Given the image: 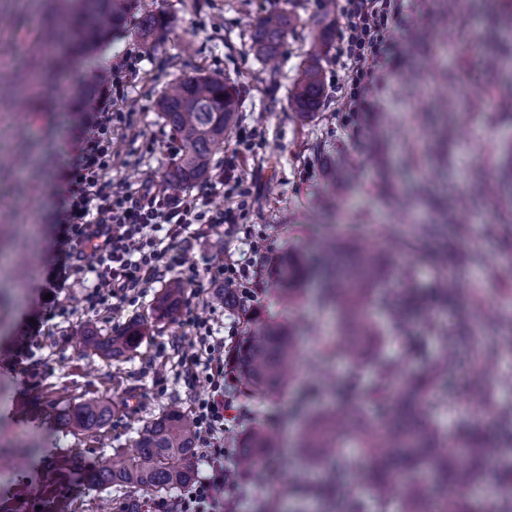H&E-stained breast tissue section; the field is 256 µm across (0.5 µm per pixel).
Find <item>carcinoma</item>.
<instances>
[{
  "label": "carcinoma",
  "mask_w": 512,
  "mask_h": 512,
  "mask_svg": "<svg viewBox=\"0 0 512 512\" xmlns=\"http://www.w3.org/2000/svg\"><path fill=\"white\" fill-rule=\"evenodd\" d=\"M95 2L91 11L83 10L78 2L57 16L51 40H67L61 64L103 45L126 0ZM291 23L285 11L266 15L252 36L256 54L279 56ZM163 27L162 17L149 15L142 21L141 35L147 40ZM325 44L322 32L307 54V64L289 98L295 112L308 114L320 106L324 88L317 58ZM239 99L237 86L210 74L179 80L163 94L161 115L182 144L180 156L164 173L167 183L184 187L212 178L213 155L224 148V133L234 123ZM318 267L324 281L317 303L336 309V338L330 348L355 367L369 368L374 381L362 384L356 371L345 377L326 374L332 405L311 414L304 399L292 404L288 420L298 426V448L307 461L306 468L318 471L323 464L338 472L350 468L351 459L341 453V448L350 444L370 459L367 481L376 498L385 504L399 496L401 512H512V492L497 493L505 458L490 455L485 448V421L497 417L492 405L481 396L471 398L474 415L450 432L432 425L420 410L435 379L448 371V351L457 345L454 329L440 334L439 354H429L409 333L417 299L400 288L374 292L390 273L378 252L360 240L341 246L334 237L326 239ZM311 271L312 266L299 257H290L278 267L285 307L281 316L251 314L236 290L224 288L218 293L224 307L240 311L245 323L244 330L224 344V376L229 378L231 390L267 398L281 395L293 383L299 343L292 308L297 303L296 285ZM184 294L180 281H169L155 300L154 314L160 319L172 316ZM374 303L389 316L406 352L425 361L423 372L404 376L395 359L382 352L384 337L370 316ZM145 331V323L139 319L116 334L89 329L81 334L80 346L89 356L112 358L134 351ZM110 417L108 404L91 397L66 411L61 423L90 432L102 428ZM276 447L275 434L256 426L231 452L238 465L254 471L269 449ZM196 451L189 414L167 410L128 455L111 459L105 468L91 473L88 481L95 487L129 486L162 494L193 479ZM293 480L304 486L301 497L315 495L326 500V512H363L356 486L311 482L303 471L295 473Z\"/></svg>",
  "instance_id": "cac0c4a2"
}]
</instances>
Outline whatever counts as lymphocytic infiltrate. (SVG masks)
Instances as JSON below:
<instances>
[{"mask_svg": "<svg viewBox=\"0 0 512 512\" xmlns=\"http://www.w3.org/2000/svg\"><path fill=\"white\" fill-rule=\"evenodd\" d=\"M403 9V0H345V32L338 51L349 61L346 111H371L373 89L382 71L394 66V50L401 40L389 20ZM111 94V84L102 85L79 157L65 176L56 238L59 256L38 272L44 293L38 301L42 317L22 330L17 357H30L43 320L65 315L61 294L66 286H83L84 306L92 313L135 298L169 276L194 286L201 273L187 266L178 242L238 220L236 209L212 211L204 198L182 196L151 184L136 192L114 189L109 177ZM192 323L193 352L181 359L180 374L188 385L205 378L210 393L192 411L200 467L171 508L173 512H223L224 413L229 406L224 398V339L210 318L197 316Z\"/></svg>", "mask_w": 512, "mask_h": 512, "instance_id": "f902f5d3", "label": "lymphocytic infiltrate"}]
</instances>
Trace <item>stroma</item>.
I'll list each match as a JSON object with an SVG mask.
<instances>
[{
	"label": "stroma",
	"mask_w": 512,
	"mask_h": 512,
	"mask_svg": "<svg viewBox=\"0 0 512 512\" xmlns=\"http://www.w3.org/2000/svg\"><path fill=\"white\" fill-rule=\"evenodd\" d=\"M52 0H0V70L16 79L0 85V512H101L105 500L124 499L116 486L91 489L87 476L127 452L151 421L169 408L192 410L208 386L185 387L177 377L172 343L193 332L201 315L239 329V315L212 299L213 282L200 279L186 289L173 318L156 320L151 308L158 286L115 311L87 315L83 288L63 296L71 317L49 321L40 336L30 371L15 366L20 326L37 309L39 266L55 259L64 175L78 154L89 115L79 90L91 70L112 71V171L115 187L137 191L162 182L181 152L179 140L160 115L168 87L199 73L237 84L241 100L236 122L213 157L215 172L244 176L245 195L238 226L215 228L184 243L199 268L251 261L245 284L250 308L280 310L269 284L270 260L291 250L308 251L330 234L377 239L388 225L414 234L417 225L439 224L430 240L436 250L466 254L454 275L466 283L454 304L431 296L442 269L417 264L406 242L392 246L397 269H411L412 288L424 297L413 326L429 351L441 345L434 325H452L467 310H481L499 324L498 350L490 374L471 368L473 351L463 328L457 346L461 364L440 388L442 405L426 403L427 417L441 430L455 427L467 400L489 395L499 415L489 442L512 448V277L499 264L512 261V183L501 178L512 152V68L486 74L485 58L512 54V0H407L391 20L407 40L403 63L386 71L373 111L345 110L348 63L336 48L344 30L343 0L332 9L319 0H135L100 51L74 58L56 73L52 45L37 44ZM293 18L282 54L268 63L251 48V34L268 13ZM165 17L166 27L151 42L138 35L143 13ZM328 29L330 43L319 69L324 95L318 111L300 115L289 106L314 37ZM488 187L473 200L474 183ZM262 240L264 255L252 259L250 239ZM316 283H307L298 308L302 328L299 380L317 368L346 373L348 366L320 359L330 329L327 309L317 306ZM135 318L147 331L138 348L117 359L88 358L78 345L84 328L117 332ZM97 396L111 408L109 422L90 433L59 424L58 415ZM235 411L225 438L233 440L251 423L288 430V398L268 400L234 395ZM301 462L292 445L278 451L269 478L239 497L237 512H292L290 481Z\"/></svg>",
	"instance_id": "35a3bbf8"
}]
</instances>
